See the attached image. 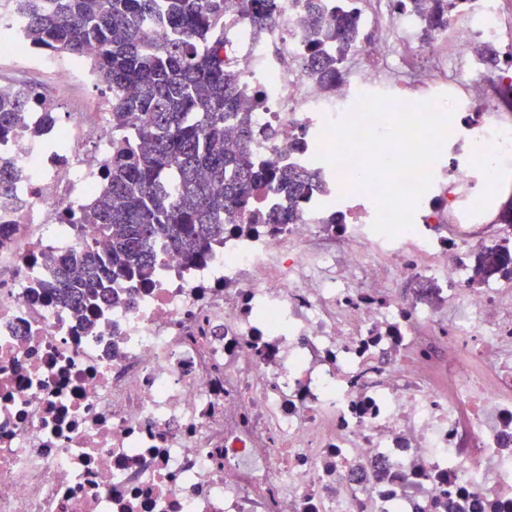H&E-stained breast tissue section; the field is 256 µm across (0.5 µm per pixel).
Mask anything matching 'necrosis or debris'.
I'll use <instances>...</instances> for the list:
<instances>
[{
	"label": "necrosis or debris",
	"mask_w": 512,
	"mask_h": 512,
	"mask_svg": "<svg viewBox=\"0 0 512 512\" xmlns=\"http://www.w3.org/2000/svg\"><path fill=\"white\" fill-rule=\"evenodd\" d=\"M346 2L333 86L302 70V0H277L263 33L225 22V67L265 96L255 158L319 173L298 220L200 262L161 252L149 286L114 282L86 319L52 301L42 255L107 247L63 218L99 188L109 115L39 110L38 137L0 136L19 169L0 196V512H512V215L485 165L512 166V0H458L431 33L411 0ZM24 29L0 0V61L92 82ZM374 93L447 95L460 117L393 238L363 169L315 161L316 138L294 148Z\"/></svg>",
	"instance_id": "necrosis-or-debris-1"
}]
</instances>
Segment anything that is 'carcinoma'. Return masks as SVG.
I'll use <instances>...</instances> for the list:
<instances>
[{
    "label": "carcinoma",
    "instance_id": "1",
    "mask_svg": "<svg viewBox=\"0 0 512 512\" xmlns=\"http://www.w3.org/2000/svg\"><path fill=\"white\" fill-rule=\"evenodd\" d=\"M427 29L448 24L456 0H432ZM25 37L40 53L62 52L94 72L95 86L111 99L112 148L94 202L69 212L68 224H97L108 240L101 255L86 243L46 255L53 279L43 284L79 315L104 299L117 278L146 281L157 246L199 261L224 232L248 224H291L315 187L308 168L258 165L248 97L238 76L224 68V17L257 31L277 22L275 0H19ZM322 0H305L310 33L305 71L332 85L342 51L355 31L351 13L336 10L320 24ZM336 45V51L330 46ZM50 104L32 87L0 94V135L25 125L36 104ZM233 135L235 149L224 150ZM17 172L0 164V194L9 195ZM262 191L281 206L252 209Z\"/></svg>",
    "mask_w": 512,
    "mask_h": 512
}]
</instances>
